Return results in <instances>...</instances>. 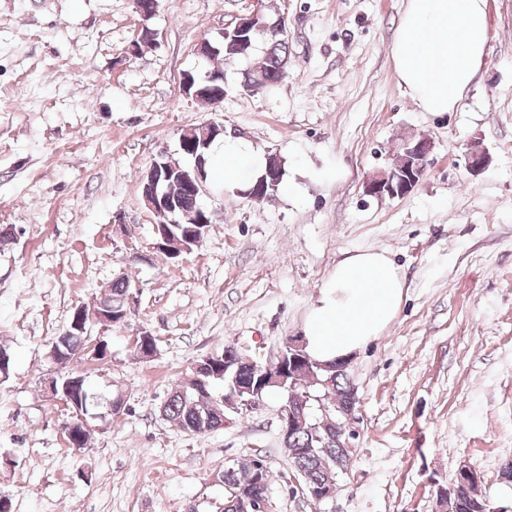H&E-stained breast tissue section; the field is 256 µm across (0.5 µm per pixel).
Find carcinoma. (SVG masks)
Here are the masks:
<instances>
[{
    "label": "carcinoma",
    "instance_id": "cac0c4a2",
    "mask_svg": "<svg viewBox=\"0 0 512 512\" xmlns=\"http://www.w3.org/2000/svg\"><path fill=\"white\" fill-rule=\"evenodd\" d=\"M257 43L264 46L263 57L255 69L244 74L243 86L259 82L262 88L269 89L284 76L282 64L289 54L288 37L277 41L260 38ZM131 291V282L120 276L112 280L99 301L111 303L112 311L123 314L128 310ZM238 355L240 352L231 345L208 355L203 371L167 395L162 405L164 416L183 431L207 433L223 427L229 411L242 412L248 407V399L262 401L274 389L285 398L294 393L305 399L306 408L303 420L283 441L284 451L303 476L305 492L322 486H336V477L348 468L353 452L336 447V443L327 437V430L330 423L336 421V400L344 397L352 385L350 371L313 357L295 362L290 356L288 379L284 385L258 387L251 394L239 396L237 389L257 384L260 371L253 368L240 371L233 364H225ZM217 478L224 485V503L235 500L237 512H252L249 500L267 499L271 470L263 460L252 459L224 467ZM490 509L483 490L477 487L472 488L468 497H448L447 512H488Z\"/></svg>",
    "mask_w": 512,
    "mask_h": 512
}]
</instances>
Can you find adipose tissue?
<instances>
[{
	"label": "adipose tissue",
	"mask_w": 512,
	"mask_h": 512,
	"mask_svg": "<svg viewBox=\"0 0 512 512\" xmlns=\"http://www.w3.org/2000/svg\"><path fill=\"white\" fill-rule=\"evenodd\" d=\"M486 7L487 0H409L391 57L400 85L423 111H453L473 84L487 50ZM266 166V157L242 139L211 148L210 171L227 185H244ZM403 289L386 252L344 258L305 324L308 352L322 362L358 353L392 322Z\"/></svg>",
	"instance_id": "obj_1"
}]
</instances>
